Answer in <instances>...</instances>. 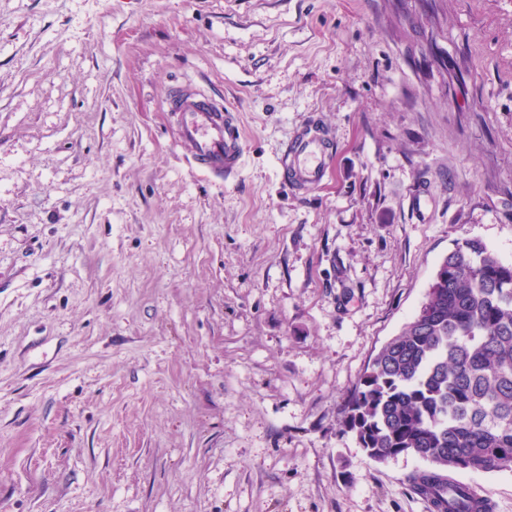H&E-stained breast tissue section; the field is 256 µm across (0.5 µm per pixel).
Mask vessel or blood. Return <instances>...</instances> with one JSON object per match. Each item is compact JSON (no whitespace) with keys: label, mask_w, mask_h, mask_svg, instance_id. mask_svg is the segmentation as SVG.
<instances>
[{"label":"vessel or blood","mask_w":512,"mask_h":512,"mask_svg":"<svg viewBox=\"0 0 512 512\" xmlns=\"http://www.w3.org/2000/svg\"><path fill=\"white\" fill-rule=\"evenodd\" d=\"M169 109L177 115V135L190 148L191 165L209 178L232 181L241 173L244 137L236 113L190 85L169 94ZM332 148L329 133L318 123L300 127L280 161L284 182L301 193L323 182Z\"/></svg>","instance_id":"1"}]
</instances>
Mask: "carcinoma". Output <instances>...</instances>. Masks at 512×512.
<instances>
[{
    "mask_svg": "<svg viewBox=\"0 0 512 512\" xmlns=\"http://www.w3.org/2000/svg\"><path fill=\"white\" fill-rule=\"evenodd\" d=\"M342 424L376 463L411 455L431 512H493L454 472L512 473V263L454 243L425 301L369 362Z\"/></svg>",
    "mask_w": 512,
    "mask_h": 512,
    "instance_id": "obj_1",
    "label": "carcinoma"
}]
</instances>
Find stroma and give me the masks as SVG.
I'll return each instance as SVG.
<instances>
[{
	"mask_svg": "<svg viewBox=\"0 0 512 512\" xmlns=\"http://www.w3.org/2000/svg\"><path fill=\"white\" fill-rule=\"evenodd\" d=\"M463 238L512 262V0H0V512H429L342 408ZM169 110L177 115V135L189 146L194 168L222 181H233L240 175L244 137L235 112L185 84L170 92ZM332 148L329 133L318 123L300 127L291 138L280 161L284 182L295 193L323 182Z\"/></svg>",
	"mask_w": 512,
	"mask_h": 512,
	"instance_id": "1",
	"label": "stroma"
}]
</instances>
